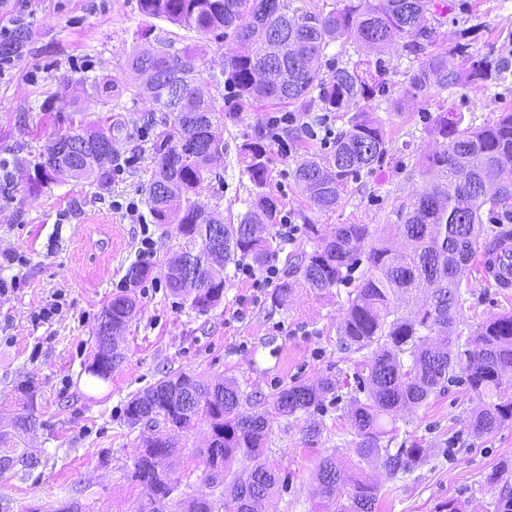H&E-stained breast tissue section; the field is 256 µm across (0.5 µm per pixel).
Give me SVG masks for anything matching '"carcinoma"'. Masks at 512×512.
Returning <instances> with one entry per match:
<instances>
[{"label": "carcinoma", "instance_id": "1", "mask_svg": "<svg viewBox=\"0 0 512 512\" xmlns=\"http://www.w3.org/2000/svg\"><path fill=\"white\" fill-rule=\"evenodd\" d=\"M140 14L164 19L220 42L232 39L237 51L224 56L220 75L211 76L215 88L228 93L216 98L199 87L200 79L185 60L190 48L177 50L164 40H154V50L128 56L133 95L150 104L144 122L145 139L154 162L145 187L147 205L156 224L175 225L177 250L167 259L166 284L190 301L198 315L217 308L224 298V269L244 261L258 270L276 262L278 248L271 235L256 237L253 227H272L281 220L280 202L265 191L269 177L271 137L262 132L238 147V165L256 191L247 211L236 224H224L217 242L223 262L211 265L210 229L217 218L194 200L215 180L213 161L224 155V138L215 129L224 119L253 104L283 111L324 112L343 120L327 151L308 152L295 161L293 177L321 211L338 207L342 194L361 175L372 174L391 157V144L382 123L358 108L391 93L385 79V61L377 57L343 58L326 54L333 42L370 46L375 42L397 46L414 66L402 72L403 95L416 98L432 88L460 85L461 74L448 67V52L441 48L439 29L452 10L448 0H323L322 7L307 0H138ZM455 45L465 57L471 82L498 84L509 68L512 49L496 56L473 55L469 43ZM285 69L288 82L269 86L254 74ZM150 71L155 81L143 82ZM97 95L114 102L123 90L106 81H93ZM122 124L106 117L81 124L55 141L81 144L75 151L45 150L32 168L18 171V183L37 192L50 182L90 179L108 188L120 154L114 144ZM429 133L436 150L421 160L425 178L420 191L394 206L393 223L382 235L367 224H338L328 236L308 227L313 248L283 272L271 295L272 307L288 303L294 288L302 285L316 295L353 284L343 308L338 336L347 354L348 370L355 382L346 415L359 442L357 456L377 462L394 474H406L423 458L416 443L391 451L396 428L384 417L420 406L437 388L459 377L489 403L470 417L475 437L512 423V400H503L501 387L512 374V314H495L463 331L456 314L466 299L461 274L468 268L484 236V225L512 238V182L495 181L492 174L512 173V112H503L482 126L465 122L462 112H439L430 118ZM111 146L110 166L97 159L102 146ZM408 246L397 249L391 237ZM367 269L357 283L352 274L361 264ZM153 265L140 260L125 275V288L103 308L98 321L110 327L101 335L95 327L89 362L84 373L107 382L123 359L118 339L128 330L139 298L137 289L152 278ZM431 291L430 301L412 315L398 301ZM367 351L361 359L352 355ZM338 381L323 379L317 385L295 382L281 389L268 404L256 400L246 407L238 383L212 381L182 373L166 375L148 389L130 396L124 420L130 427L145 421L156 431L142 438L137 448L133 478L147 501L138 512H154V503L168 498L176 480L167 461L177 443L170 432L187 433L205 420L211 437L200 452L206 477L224 484V512H262L261 505L276 488V470L262 461L271 421L299 413L323 411L326 400H336ZM24 411L7 426L0 425V476L27 474L39 465L36 457L19 447L21 435L42 425L35 412L37 388L22 387ZM243 462L234 471L232 464ZM316 491L325 512H376L378 488L356 475L343 474L333 456L320 459L315 472ZM485 482L500 487L494 512H512V468L504 465L487 474Z\"/></svg>", "mask_w": 512, "mask_h": 512}]
</instances>
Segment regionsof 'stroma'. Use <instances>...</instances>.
<instances>
[{
	"instance_id": "obj_1",
	"label": "stroma",
	"mask_w": 512,
	"mask_h": 512,
	"mask_svg": "<svg viewBox=\"0 0 512 512\" xmlns=\"http://www.w3.org/2000/svg\"><path fill=\"white\" fill-rule=\"evenodd\" d=\"M455 23L442 27L449 66L463 69L452 48L459 31L469 33L470 50L479 55L512 43V0H466ZM18 23L23 37L14 69L0 77V262H17L1 271L18 276L20 288L0 294V422L20 412L22 385L38 388L40 428L23 444L38 456L40 465L25 477H0V507L25 512L37 504L54 512L59 503L78 500L90 512H137L144 498L131 482L142 427H128L122 409L132 394L163 375L180 372L207 378L233 379L244 393L272 397L299 379L315 383L339 377L345 365L337 347V330L347 287L318 297L296 288L287 305L271 307L270 291L254 293L248 281L227 267L224 300L206 315L195 314L187 302L166 286V258L175 237L153 223L144 188L153 162L144 151L138 131L147 109L143 100L125 93L116 115L124 125L117 143L121 156L136 163L105 190L85 180L54 182L29 193L14 184L9 171L31 161L53 139L55 129L67 128L73 105L56 97L61 83L72 84L86 120L106 116L91 86L105 78L125 88L132 82L126 60L136 31L146 19L137 0H0V24ZM155 34L175 47H199L193 65L204 92H214L211 74L219 73L233 41L215 42L163 20ZM464 112L474 125L512 111V69L499 87L464 83L450 90L394 101L379 98L373 112L399 150L397 161L350 184L336 210L324 212L310 205L292 177L295 159L272 151L267 190L280 202L298 230L285 241L273 229L279 245V269H286L302 252L311 250L308 225L328 235L339 224H367L382 232L392 220L394 205L411 198L423 185L419 163L436 148L428 119L440 109ZM270 114L260 105L245 108L225 120L226 150L215 169L224 178L220 191L207 190L197 204L227 221L238 220L255 188L237 164L238 147L267 124ZM135 198L141 223H131L113 201ZM153 239V280L139 294L140 312L120 344L124 358L109 382H91L84 374L92 333L103 305L119 292L127 268L139 257L143 233ZM462 312L465 324L512 312V295L472 281ZM60 301L51 319H38L40 308ZM484 398L465 384H446L425 403L400 413L395 447L416 443L425 458L407 476L387 475L378 465L360 463L358 438L345 415V400L327 403L323 413L297 415L289 426H273L264 453L267 465L287 473L289 486L264 505V512H320L314 493V471L323 456L335 455L345 470L361 469L379 487L378 512H438L454 498L466 512H493L494 490L485 476L502 464H512V425L483 437H473L467 422L483 408ZM322 425L317 442H309L310 423ZM210 429L199 423L179 435L171 468L180 484L171 499L158 503L159 512H174L175 500L187 497L216 499L221 490L206 481L198 451L208 444Z\"/></svg>"
}]
</instances>
